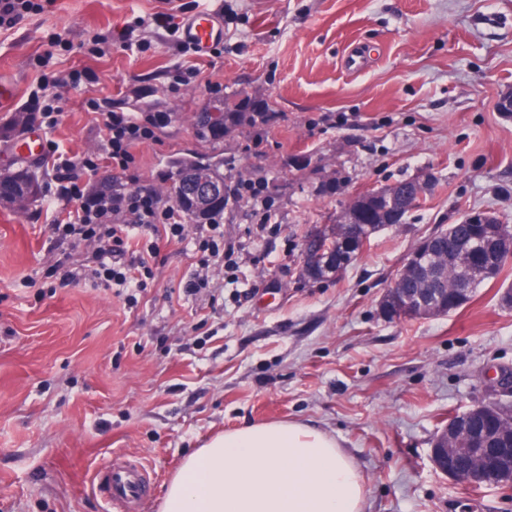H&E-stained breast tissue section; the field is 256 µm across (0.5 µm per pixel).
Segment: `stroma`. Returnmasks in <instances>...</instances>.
<instances>
[{"mask_svg": "<svg viewBox=\"0 0 512 512\" xmlns=\"http://www.w3.org/2000/svg\"><path fill=\"white\" fill-rule=\"evenodd\" d=\"M224 52L198 56L196 80L171 86L177 62L158 0H53L0 33V127L40 76L88 68L96 82L61 92L46 134L75 155L98 130L84 104L161 107L172 124L140 146L144 175L201 155L225 181L265 178L224 209L236 250L202 265L195 224L159 238L143 288L81 276L54 285L59 258L42 212L0 205V512H113L96 472L143 463L149 485L124 512H161L196 448L250 423L295 420L334 435L364 477V512H512V489L474 490L437 472L431 443L450 416L512 376V260L498 283L445 316L380 317L378 301L414 243L466 210L512 225V0H214ZM144 20L147 49L84 54L96 33ZM255 99L275 124L196 135L200 113ZM412 180L424 201L380 231L331 281L302 274L300 244L368 190ZM206 287H195L197 278Z\"/></svg>", "mask_w": 512, "mask_h": 512, "instance_id": "1", "label": "stroma"}]
</instances>
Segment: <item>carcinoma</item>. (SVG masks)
<instances>
[{
    "label": "carcinoma",
    "instance_id": "carcinoma-1",
    "mask_svg": "<svg viewBox=\"0 0 512 512\" xmlns=\"http://www.w3.org/2000/svg\"><path fill=\"white\" fill-rule=\"evenodd\" d=\"M200 170L206 171L211 183L220 188L204 203L193 190ZM409 186L408 181L395 184L390 198L378 197L370 191L354 201L343 219L314 226L301 243L304 276L315 281L330 275L336 255L342 253L344 229L358 230L357 245L345 252V260L351 264L371 238L389 226L402 223L405 218L402 207ZM224 188V173L217 164L193 159L180 163L170 195L197 222L207 209L226 205ZM15 194L27 196L31 205L39 202L43 194L41 176L21 160L15 169L0 173V203L6 196ZM430 238L434 242L433 250L419 253L411 263L404 262L407 269L399 271L394 288L410 299L425 292L428 303L434 306L449 301L451 293L460 288L473 294L498 281L508 254L512 253V226L504 223L450 224Z\"/></svg>",
    "mask_w": 512,
    "mask_h": 512
}]
</instances>
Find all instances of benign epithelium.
<instances>
[{
    "label": "benign epithelium",
    "mask_w": 512,
    "mask_h": 512,
    "mask_svg": "<svg viewBox=\"0 0 512 512\" xmlns=\"http://www.w3.org/2000/svg\"><path fill=\"white\" fill-rule=\"evenodd\" d=\"M455 303L442 308L431 307L419 298L413 308L399 307L396 292L386 290L378 305L385 317L401 318L407 314L423 316L430 313L448 314ZM498 399L456 414L459 422L446 425L433 440L431 460L440 473L456 482L472 486L512 487V448H502L499 425L494 413Z\"/></svg>",
    "instance_id": "benign-epithelium-1"
}]
</instances>
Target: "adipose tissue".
Returning <instances> with one entry per match:
<instances>
[{
	"instance_id": "obj_1",
	"label": "adipose tissue",
	"mask_w": 512,
	"mask_h": 512,
	"mask_svg": "<svg viewBox=\"0 0 512 512\" xmlns=\"http://www.w3.org/2000/svg\"><path fill=\"white\" fill-rule=\"evenodd\" d=\"M355 461L325 432L296 422L252 424L189 454L162 512H363Z\"/></svg>"
}]
</instances>
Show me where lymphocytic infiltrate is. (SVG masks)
Segmentation results:
<instances>
[{
  "label": "lymphocytic infiltrate",
  "instance_id": "lymphocytic-infiltrate-1",
  "mask_svg": "<svg viewBox=\"0 0 512 512\" xmlns=\"http://www.w3.org/2000/svg\"><path fill=\"white\" fill-rule=\"evenodd\" d=\"M92 77L89 70L44 73L40 89L31 91L25 104L29 125L51 130L61 119L55 97L44 94V87L71 90ZM87 113L100 130L95 150L70 156L52 143L40 159L49 177L48 195L56 205L49 227L57 245L89 246L94 275L124 288L151 275L157 257L156 245L137 243V232L184 237L180 208L143 177L138 153L141 145L156 141L159 129L171 124L172 113L116 110L106 99L89 100ZM104 168L110 178H101Z\"/></svg>",
  "mask_w": 512,
  "mask_h": 512
}]
</instances>
